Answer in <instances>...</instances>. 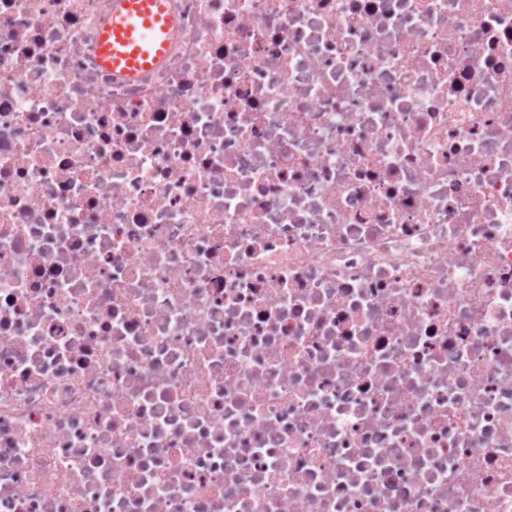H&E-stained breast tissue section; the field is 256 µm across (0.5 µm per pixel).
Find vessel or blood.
I'll list each match as a JSON object with an SVG mask.
<instances>
[{
  "instance_id": "vessel-or-blood-1",
  "label": "vessel or blood",
  "mask_w": 512,
  "mask_h": 512,
  "mask_svg": "<svg viewBox=\"0 0 512 512\" xmlns=\"http://www.w3.org/2000/svg\"><path fill=\"white\" fill-rule=\"evenodd\" d=\"M171 27V0H112V17L98 38L97 63L132 76L164 55Z\"/></svg>"
}]
</instances>
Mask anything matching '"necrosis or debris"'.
<instances>
[{
    "instance_id": "4bbe7bcc",
    "label": "necrosis or debris",
    "mask_w": 512,
    "mask_h": 512,
    "mask_svg": "<svg viewBox=\"0 0 512 512\" xmlns=\"http://www.w3.org/2000/svg\"><path fill=\"white\" fill-rule=\"evenodd\" d=\"M0 0V512H512V0ZM171 6L170 0H113L98 38V65L125 76L155 65L168 45Z\"/></svg>"
}]
</instances>
